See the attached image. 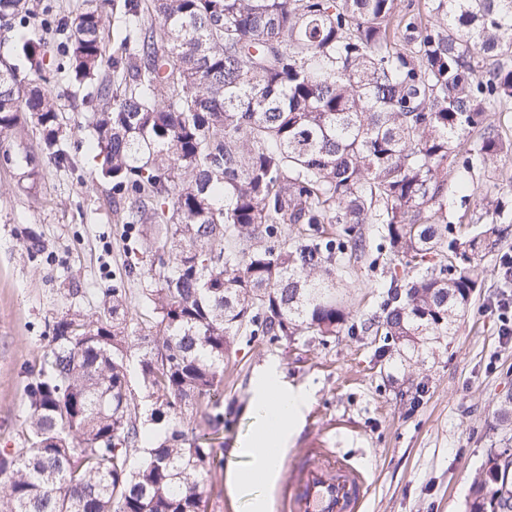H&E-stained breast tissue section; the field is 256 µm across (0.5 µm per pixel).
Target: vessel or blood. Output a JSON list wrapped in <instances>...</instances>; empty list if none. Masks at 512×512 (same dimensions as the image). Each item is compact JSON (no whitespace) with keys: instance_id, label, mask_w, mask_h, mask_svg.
<instances>
[{"instance_id":"vessel-or-blood-1","label":"vessel or blood","mask_w":512,"mask_h":512,"mask_svg":"<svg viewBox=\"0 0 512 512\" xmlns=\"http://www.w3.org/2000/svg\"><path fill=\"white\" fill-rule=\"evenodd\" d=\"M283 484L284 512H359L369 493L363 470L325 448L312 462L290 461Z\"/></svg>"}]
</instances>
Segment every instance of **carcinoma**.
Listing matches in <instances>:
<instances>
[{
    "mask_svg": "<svg viewBox=\"0 0 512 512\" xmlns=\"http://www.w3.org/2000/svg\"><path fill=\"white\" fill-rule=\"evenodd\" d=\"M88 2L53 19L57 72L93 103L88 150L122 204L115 223L135 230L125 275L139 303L115 284L101 309L54 323L25 446L0 455V512H202L204 475L224 464L204 431L224 425L238 338L346 331L402 357L454 334L481 287L458 260L512 234L511 175L457 210L462 183L512 159L494 125L512 112V0ZM27 13L0 0V19ZM16 43L29 78L0 58V145L30 121L39 154L72 167L45 43L23 28ZM362 224L417 272L392 274L356 324L339 264L364 249ZM505 485L512 460L494 456L468 512H512Z\"/></svg>",
    "mask_w": 512,
    "mask_h": 512,
    "instance_id": "obj_1",
    "label": "carcinoma"
}]
</instances>
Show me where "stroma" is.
<instances>
[{"label": "stroma", "instance_id": "stroma-1", "mask_svg": "<svg viewBox=\"0 0 512 512\" xmlns=\"http://www.w3.org/2000/svg\"><path fill=\"white\" fill-rule=\"evenodd\" d=\"M86 0H30L32 22L47 44L46 64L61 112L70 116L67 146L77 167L41 163L37 175L0 159V453L24 446L27 389L39 374L55 321L68 310L98 309L104 291L124 274L125 241L113 222L108 186L93 182V162L80 127L83 91L56 74L61 37L44 16L81 11ZM41 251L26 247L27 231ZM367 247L345 275L353 320L373 315L376 295L395 258L379 249L375 227L362 225ZM498 250L474 260L482 282L453 336L433 353L407 361L381 358L368 336H307L291 342L238 340L224 365V419L216 436L223 467L207 473L205 512H244L229 484L248 460L233 455L254 422L247 412L252 381L275 363L289 387L310 401L287 458L328 448L365 470L371 493L366 512H465L470 486L491 454L512 451V424L499 411L512 395V343L501 337L500 300L512 297L499 275Z\"/></svg>", "mask_w": 512, "mask_h": 512}]
</instances>
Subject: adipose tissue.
Instances as JSON below:
<instances>
[{
    "instance_id": "1",
    "label": "adipose tissue",
    "mask_w": 512,
    "mask_h": 512,
    "mask_svg": "<svg viewBox=\"0 0 512 512\" xmlns=\"http://www.w3.org/2000/svg\"><path fill=\"white\" fill-rule=\"evenodd\" d=\"M308 402V393L287 388L277 369H268L258 378L247 408L256 427L237 450L250 464L232 476V487L242 497L245 512H269L263 489L280 475L288 442Z\"/></svg>"
}]
</instances>
